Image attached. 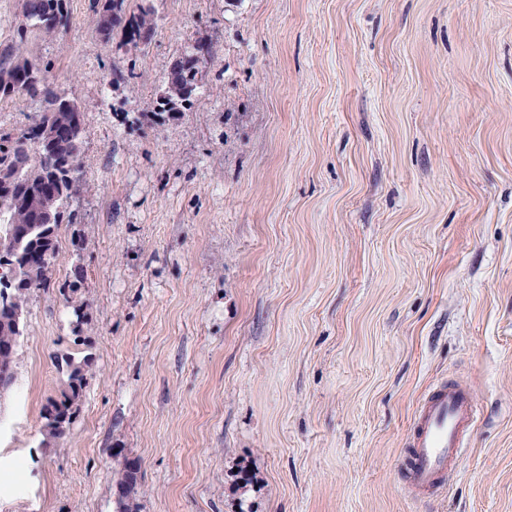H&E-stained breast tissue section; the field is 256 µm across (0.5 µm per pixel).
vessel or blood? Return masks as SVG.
<instances>
[{"label":"vessel or blood","instance_id":"1","mask_svg":"<svg viewBox=\"0 0 512 512\" xmlns=\"http://www.w3.org/2000/svg\"><path fill=\"white\" fill-rule=\"evenodd\" d=\"M476 421V406L463 385L444 383L429 392L414 419L409 474L421 493L435 489L448 468L458 464Z\"/></svg>","mask_w":512,"mask_h":512}]
</instances>
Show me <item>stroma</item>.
<instances>
[{
    "label": "stroma",
    "instance_id": "stroma-1",
    "mask_svg": "<svg viewBox=\"0 0 512 512\" xmlns=\"http://www.w3.org/2000/svg\"><path fill=\"white\" fill-rule=\"evenodd\" d=\"M145 50L94 0L26 50L84 108L79 297L34 295L0 395V512H512V0H150ZM201 89L157 126L173 61ZM123 80H116V73ZM94 373L69 434L41 410ZM478 418L413 496L418 403ZM250 471V483L238 479ZM66 365V387L60 397L48 399L42 409V433L44 436L42 444L45 447L65 436L70 430L79 410V402L88 376L92 374L94 366L91 357H83L78 362L70 359ZM141 464L136 459L123 457L118 460V468L114 471L113 483L117 495L116 512H134L131 494L135 492L140 478Z\"/></svg>",
    "mask_w": 512,
    "mask_h": 512
}]
</instances>
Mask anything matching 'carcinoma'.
I'll return each instance as SVG.
<instances>
[{
  "label": "carcinoma",
  "mask_w": 512,
  "mask_h": 512,
  "mask_svg": "<svg viewBox=\"0 0 512 512\" xmlns=\"http://www.w3.org/2000/svg\"><path fill=\"white\" fill-rule=\"evenodd\" d=\"M28 27L47 38L59 37L69 26L66 0H24ZM157 27L154 10L128 0H98L96 29L106 43L119 30L135 49L147 46ZM25 37L0 49V101L24 99L39 105L29 126L20 132L0 130V393L15 379L18 351L27 335L29 304L33 295L51 288V272L62 258L61 224L74 223L72 200L85 183L81 177L84 153V116L81 103L53 86L40 64L26 56ZM210 46L198 43L194 51L174 61L168 74L169 95L161 97L162 111L153 113L152 125L178 119L188 110L200 86L198 76L210 57ZM42 126L65 131L52 141L37 142ZM93 360L67 361L66 387L60 397L43 406V446L65 436L79 410ZM141 464L123 458L114 471L118 512H134L131 494L140 478Z\"/></svg>",
  "instance_id": "obj_1"
}]
</instances>
